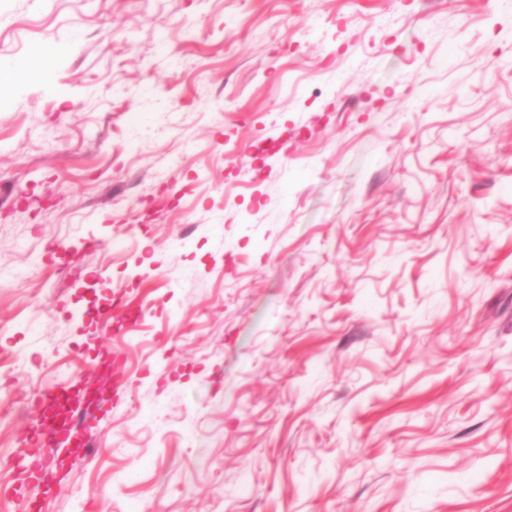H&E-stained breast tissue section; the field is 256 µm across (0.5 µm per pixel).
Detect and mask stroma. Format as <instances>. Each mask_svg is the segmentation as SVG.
Wrapping results in <instances>:
<instances>
[{"mask_svg": "<svg viewBox=\"0 0 512 512\" xmlns=\"http://www.w3.org/2000/svg\"><path fill=\"white\" fill-rule=\"evenodd\" d=\"M0 59V512H512V0H0Z\"/></svg>", "mask_w": 512, "mask_h": 512, "instance_id": "35a3bbf8", "label": "stroma"}]
</instances>
